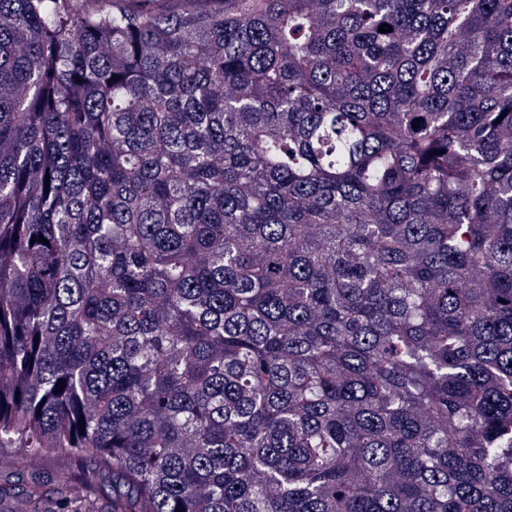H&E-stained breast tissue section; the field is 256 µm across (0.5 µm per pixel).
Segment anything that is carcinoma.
<instances>
[{
    "label": "carcinoma",
    "mask_w": 512,
    "mask_h": 512,
    "mask_svg": "<svg viewBox=\"0 0 512 512\" xmlns=\"http://www.w3.org/2000/svg\"><path fill=\"white\" fill-rule=\"evenodd\" d=\"M222 2L0 0V452L512 512V0ZM113 5L132 11H151L160 13L178 8L207 7L218 9L222 6L220 1H185V0H114Z\"/></svg>",
    "instance_id": "1"
}]
</instances>
